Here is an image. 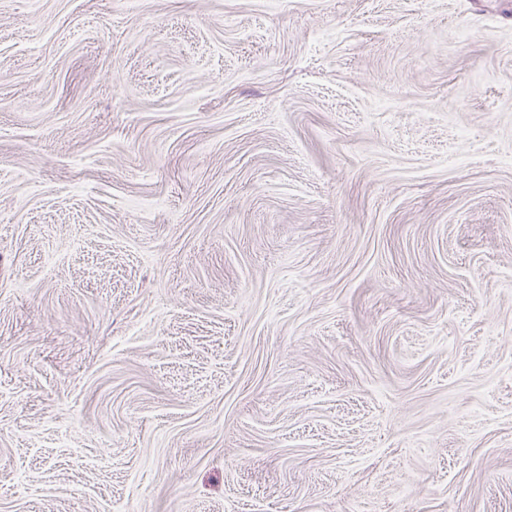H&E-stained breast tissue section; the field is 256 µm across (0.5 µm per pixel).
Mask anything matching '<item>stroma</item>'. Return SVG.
I'll return each instance as SVG.
<instances>
[{"label":"stroma","mask_w":512,"mask_h":512,"mask_svg":"<svg viewBox=\"0 0 512 512\" xmlns=\"http://www.w3.org/2000/svg\"><path fill=\"white\" fill-rule=\"evenodd\" d=\"M0 512H512V0H0Z\"/></svg>","instance_id":"1"}]
</instances>
